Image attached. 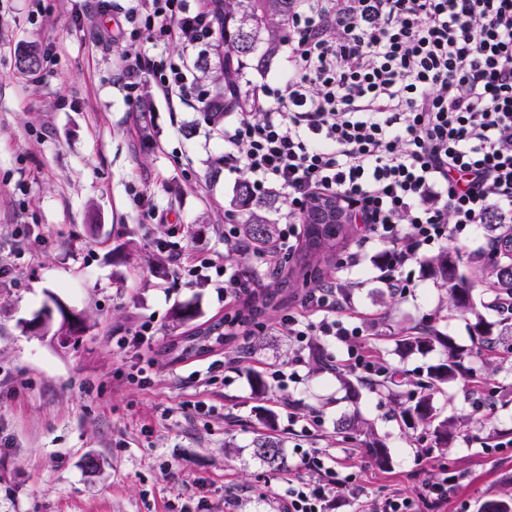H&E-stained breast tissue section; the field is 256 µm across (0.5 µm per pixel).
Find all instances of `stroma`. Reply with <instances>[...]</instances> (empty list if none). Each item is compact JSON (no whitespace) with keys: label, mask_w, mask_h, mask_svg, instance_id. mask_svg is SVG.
Masks as SVG:
<instances>
[{"label":"stroma","mask_w":512,"mask_h":512,"mask_svg":"<svg viewBox=\"0 0 512 512\" xmlns=\"http://www.w3.org/2000/svg\"><path fill=\"white\" fill-rule=\"evenodd\" d=\"M97 0H43L31 14L28 0H0V259L16 263L11 285L0 288V512H274L268 488L286 491L302 476L312 449L330 452L352 482L336 490L334 512H360L362 502L395 488L409 489L427 472L448 467L459 480L446 512H479L512 492V447H486L489 431L512 440V403L498 401L512 385V356L486 352L473 365L488 379V396L475 410L464 381L436 394V407L475 419L442 459L429 458L417 429L406 428L394 406L374 390L346 399L336 377L299 369L300 381L281 393L269 384L256 394L254 375L268 379L293 355L282 330L283 311H268L261 342L241 370L219 371L208 385L199 372L227 352L172 359L170 342L231 315L204 282L177 278L174 251L242 263L224 249V213L235 181L214 160L223 145L210 135L202 113L170 111L152 85L128 105L112 84L125 51L153 52L148 41L100 48L93 40ZM54 47L53 62L34 74L20 72L18 53L28 45ZM167 212L152 224L144 205ZM378 244L363 248L362 264L342 272L352 290L353 323L362 333L340 341L315 337L337 364L366 348L405 378L426 379L441 349L402 354L401 329L436 317L458 345L471 344V316L444 310L445 293L420 264L404 269L413 288L387 293L377 279ZM85 314L89 329L76 346L27 324L54 301ZM196 316L176 321L177 308ZM149 322L154 335L140 355L152 364L151 381L128 378L131 353L112 347V335ZM271 410L273 424L262 414ZM358 417L385 441L391 464L381 470L360 456L358 440L344 438L341 420ZM286 440L289 471L273 472L253 455L258 434ZM232 450H225V442Z\"/></svg>","instance_id":"stroma-1"}]
</instances>
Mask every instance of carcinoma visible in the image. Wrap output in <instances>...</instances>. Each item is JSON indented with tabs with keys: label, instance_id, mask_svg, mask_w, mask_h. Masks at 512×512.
<instances>
[{
	"label": "carcinoma",
	"instance_id": "carcinoma-1",
	"mask_svg": "<svg viewBox=\"0 0 512 512\" xmlns=\"http://www.w3.org/2000/svg\"><path fill=\"white\" fill-rule=\"evenodd\" d=\"M294 0H221L222 26L224 28V71L212 78L213 92L218 103L230 106L240 104L242 92V67L254 63L262 68L281 52L288 34V22L293 13ZM235 206L241 218V236L256 250H262L278 237V225L270 222L266 212L271 203L254 196L250 184L241 181L235 192ZM304 241L300 249L286 263L282 273L276 278L274 289L262 293V299H252L250 305L235 316L240 323H258L265 314L275 295L282 288H305L329 278L336 267L339 253L356 237L357 228L353 224H314L312 215L304 218ZM464 255L458 248L446 249L424 262L423 272L435 284L446 289L450 310L473 316L471 323L472 347L455 344L452 339L427 324L407 331L399 340L403 353H413L439 347L444 352L443 359L428 373V380L416 383V389L409 398L401 400L394 395L399 409V417L408 426H422L431 437L433 447L443 452L460 433L464 420L442 416L434 405V396L443 392L442 386L458 379L470 380L479 385L484 378L470 366L474 354L481 349L501 350L512 354V323L503 318L489 322L478 307L497 309L502 298H512V251L501 254L484 271L477 265L470 274L461 272ZM480 301H475L474 290L479 283ZM213 328L196 331L185 337L181 347L183 354H203L210 349L212 341L222 342L225 334L212 337ZM312 359L316 371L336 373L350 400L359 398L364 387H377L392 384L401 387L404 382L396 380L398 371H385L383 379L368 382L332 364L330 358L320 349H315ZM343 432H354L365 437L363 451L376 467L385 469L390 464V452L386 444L376 435L367 423L356 419H345L339 424ZM254 455L272 471L288 470L284 441L272 435H259L253 441ZM481 512H512V495L504 494L485 502Z\"/></svg>",
	"mask_w": 512,
	"mask_h": 512
}]
</instances>
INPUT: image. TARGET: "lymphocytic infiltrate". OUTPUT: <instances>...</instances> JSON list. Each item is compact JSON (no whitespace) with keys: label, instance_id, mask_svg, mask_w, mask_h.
I'll return each instance as SVG.
<instances>
[{"label":"lymphocytic infiltrate","instance_id":"1","mask_svg":"<svg viewBox=\"0 0 512 512\" xmlns=\"http://www.w3.org/2000/svg\"><path fill=\"white\" fill-rule=\"evenodd\" d=\"M98 42L146 36L178 45L167 53L123 56L113 82L128 103L152 82L171 107L214 112L193 56L206 54L215 19L203 0H98ZM283 73L250 85L247 101L212 127L224 141L215 160L261 197L283 196L274 245L257 268L276 275L297 249L303 218L334 200L361 242H375L379 279L409 293L402 269L434 245L476 224L512 223V0H298L282 51ZM179 278L212 284L225 302L248 293L252 271L178 265ZM350 300L330 282L307 289L301 312L284 315L294 341L280 391L298 382L313 335H358ZM289 481L279 512H328L336 499L333 459L315 450ZM454 487L447 472L411 491L366 499L362 512H440Z\"/></svg>","mask_w":512,"mask_h":512}]
</instances>
